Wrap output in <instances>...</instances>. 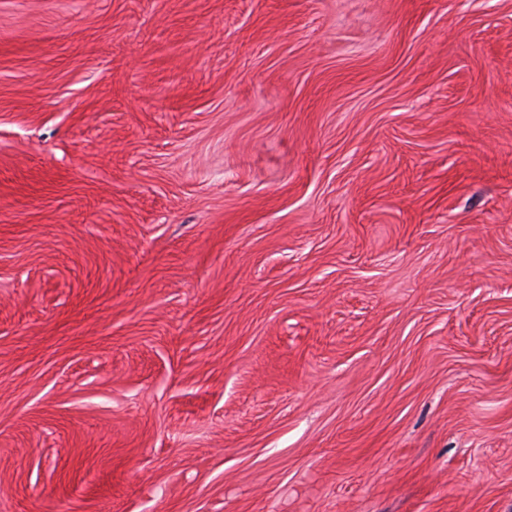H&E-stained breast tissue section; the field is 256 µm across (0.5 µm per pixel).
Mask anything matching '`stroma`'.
Returning <instances> with one entry per match:
<instances>
[{
	"instance_id": "1",
	"label": "stroma",
	"mask_w": 512,
	"mask_h": 512,
	"mask_svg": "<svg viewBox=\"0 0 512 512\" xmlns=\"http://www.w3.org/2000/svg\"><path fill=\"white\" fill-rule=\"evenodd\" d=\"M0 512H512V0H0Z\"/></svg>"
}]
</instances>
